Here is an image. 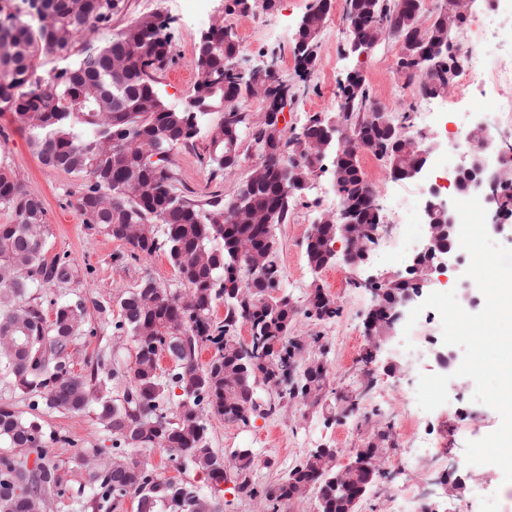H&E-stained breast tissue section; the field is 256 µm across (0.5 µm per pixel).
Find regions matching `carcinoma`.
<instances>
[{
  "instance_id": "cac0c4a2",
  "label": "carcinoma",
  "mask_w": 512,
  "mask_h": 512,
  "mask_svg": "<svg viewBox=\"0 0 512 512\" xmlns=\"http://www.w3.org/2000/svg\"><path fill=\"white\" fill-rule=\"evenodd\" d=\"M451 0H440L426 30L429 41L448 37L445 21ZM421 0H344V17L351 36L367 45L419 35ZM125 0H0V114H13L38 160L51 170L86 180L77 198V211L86 224L100 226L117 238L121 226H138L140 236L128 239L133 256L164 253L177 269L181 285L190 292L195 310L178 303L176 290L153 279L118 297L120 320L115 329L130 337L135 357L127 372L123 399L115 398L109 376L94 368L88 374L71 371L67 349L82 335L85 305L81 300L53 303L48 319L32 292L46 284L66 281L71 266L45 259L48 237L42 200L25 192L15 171L0 166V205L12 213V222L0 224V374L34 406L82 413L94 406L98 421L112 436V456L126 460L113 469L112 460L90 466L83 463L88 482L96 490L92 512L128 495L138 499V512H220L227 479L224 457L210 445L204 412L227 422L242 421V413L270 414L275 406L255 405L259 382L286 384L281 398H301L308 387L311 405L326 396L328 373L311 360L300 378L291 375L296 358L320 342L318 336H294L298 305L271 299L280 288L273 228L283 224L296 197L280 194L286 176L276 150L259 155L266 180L254 187L239 182L229 198L217 195L199 204L177 191L178 174L172 152L193 142L199 131L193 114L169 105L156 87L155 76L172 61L171 39L157 13L132 20L112 40L95 43L94 33L121 13ZM327 14L308 12L303 37L317 46ZM209 57L195 55L194 95L214 106L224 100H242L251 93L247 82L224 73V59L241 53L237 40H225L224 28L208 27ZM56 55L62 66L53 70L57 83L43 90L46 76L39 72L42 54ZM267 85L269 109L281 111L298 91L267 73L255 78ZM377 100L370 87L359 84L346 97L344 111L336 113L345 128L356 127L373 143L383 131L369 121ZM249 115L233 112L209 130L206 164L214 174H225L224 155L239 150L249 129ZM304 160L301 175L311 176L320 161L310 156L308 143L293 142ZM394 177L417 163L400 147L388 158ZM335 176L346 197L362 203L363 220L374 223L371 206L360 196L366 181L359 157L340 161ZM336 230L318 228L306 243L311 271L320 273L330 258ZM257 245L254 278L239 277L236 242ZM320 286L308 295L306 316L318 320L339 314L336 302L320 300ZM224 301L226 314L218 322L214 306ZM246 325L252 336L244 348L235 332ZM179 342L174 368L160 371L163 345ZM212 348L208 363L199 360ZM179 389L176 402L170 393ZM48 437L36 419L23 417L10 406H0V512L41 509L57 488V466L49 456ZM135 448H160L207 473L210 494L185 480H161L147 463L132 458ZM35 465L27 468L30 455ZM234 472L237 492L257 500L260 512H285L288 497L317 494L320 512H358L360 503L336 491L329 478L336 472V453L310 454L271 485L256 487L250 479L253 457L239 449Z\"/></svg>"
}]
</instances>
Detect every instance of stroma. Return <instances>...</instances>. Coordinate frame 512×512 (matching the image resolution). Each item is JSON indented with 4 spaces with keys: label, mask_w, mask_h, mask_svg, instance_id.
<instances>
[{
    "label": "stroma",
    "mask_w": 512,
    "mask_h": 512,
    "mask_svg": "<svg viewBox=\"0 0 512 512\" xmlns=\"http://www.w3.org/2000/svg\"><path fill=\"white\" fill-rule=\"evenodd\" d=\"M332 10L318 38L319 60L329 63V71L315 70L309 77V88L283 110L284 127L301 126L308 115L332 112L336 109V90L340 80L353 69L366 74L368 84L378 102L386 104L393 113L416 112L422 100L420 94L405 86L404 77L397 72L395 44L388 41L377 46L367 57L355 58L345 54L347 23L342 7L344 0H334ZM313 0H276L272 10L255 9L247 14L224 16V0H209L213 14L224 17L236 39L247 40L243 57L259 63L269 55L290 56L293 41L274 38L281 26L296 28ZM160 13L168 24L172 41L173 61L158 75L157 88L172 105L185 106L194 92L195 42L199 24L186 13L181 0H125L124 11L115 16L110 27L100 29L97 42L111 40L130 21L144 13ZM445 99L448 109L439 113L430 129L418 131L413 122H406L407 136L429 141H443L447 134L469 121L478 119L489 124L496 122L498 113L489 111L479 97L459 98L449 91ZM206 135H199L193 147L176 150L173 160L178 173V188L189 197L206 200L233 192L237 182L255 164V156L242 153L236 172L212 176L204 158L207 154ZM0 165L14 169L27 193L40 197L47 211L49 236L48 258H65L72 264V276L64 282H54L35 290L34 296L45 313H52L54 302L82 300L86 309V331L74 346L72 369L86 374L95 366L117 371L110 386L123 390L126 372L135 356L130 338L118 335L114 324L119 318L116 304L118 294L136 287L149 277L168 288L179 285V276L165 254L133 258L130 245L109 237L96 225L84 223L76 210L75 201L83 185L82 178L53 171L40 164L32 154L26 136L19 130L11 114L0 116ZM336 194L332 188L331 172L315 175L313 185L301 197L288 215L287 223L277 225V263L281 269V289L297 304H304L312 283H319L341 308L338 317L319 321L297 314L294 330L299 336H316L320 345L311 349V356H324L329 364V386L332 393L353 391L361 396L360 409L352 415L336 410L319 409L299 401L280 406L271 415H254L248 423H229L208 417V436L218 453L230 455L238 448L251 449L257 463L251 473L255 486L277 481L311 450L330 447L337 449V467L346 466L348 451L357 447L368 427L399 423L412 409V397L419 377L438 374L442 368L436 353L444 347L442 328L432 323L424 325L423 334L429 349L414 366L402 364L397 345L403 336L402 327L383 343L371 365H363L362 357L368 346L365 319L373 305V294L364 287H355V273L343 262H335L320 274H312L306 259V237L313 221L331 211ZM475 385L470 378L455 377L448 383L449 400L446 407L430 412L423 423L431 440L447 439L450 452L447 459L421 465L419 473L404 469L392 470L386 485L375 486L365 497L360 512H387V486L419 483L436 512H485L487 498L503 488V474L492 464L452 468L451 462L463 455L465 444L494 432L501 423L492 408L474 402ZM0 405H8L27 417L41 422L45 433L62 435L60 443L52 445L50 454L58 466L60 495L52 496L49 512H89L92 491L84 468L79 465L84 452L94 448L111 447V437L99 424L94 411L80 414L65 410L31 409L30 400L4 378L0 377ZM452 419L454 431L443 434L442 423ZM136 457L147 459L158 475L170 480H188L207 486L206 473L185 468L170 460L158 448H139ZM454 469L460 480L455 496H447L441 482L444 470Z\"/></svg>",
    "instance_id": "1"
}]
</instances>
